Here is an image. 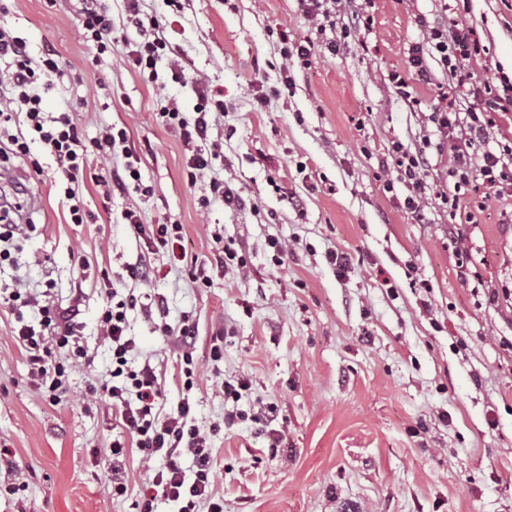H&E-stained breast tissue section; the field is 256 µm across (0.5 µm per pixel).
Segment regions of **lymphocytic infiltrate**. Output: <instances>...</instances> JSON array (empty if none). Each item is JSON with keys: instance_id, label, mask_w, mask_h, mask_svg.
<instances>
[{"instance_id": "lymphocytic-infiltrate-1", "label": "lymphocytic infiltrate", "mask_w": 512, "mask_h": 512, "mask_svg": "<svg viewBox=\"0 0 512 512\" xmlns=\"http://www.w3.org/2000/svg\"><path fill=\"white\" fill-rule=\"evenodd\" d=\"M125 9L143 35L129 58L149 81H157L156 61L168 46L161 23L154 17L141 19L140 0H125ZM428 43L433 56L458 85L471 81L465 56L456 52L462 45L470 48L472 53H479L478 42L470 29L450 32L435 25L429 29ZM0 58L9 61L6 75L0 76V156L7 152L18 157L27 155L29 137H37L64 173L63 189L66 199L71 202L72 223H83L86 213L75 186L86 173L90 159L111 160L117 146L126 144L125 130H106L93 145H84L71 113L49 117L42 108L38 87L59 72L58 60L50 54L42 60H34L25 41L4 29H0ZM499 106V101L486 99L462 114L450 106L430 113L428 120L439 132L449 136L459 129L465 132L456 164L448 171L455 187L469 183L471 170L476 167L471 163L470 151L485 140L489 114ZM223 109L224 104L220 101L210 109L202 105L197 107L190 120L175 108L165 109L162 113L166 123L176 128L184 142L193 147L188 159L190 176L211 169L221 155L220 145L208 142L207 137L213 112ZM391 158L409 190L405 199L407 209L416 219H423V177L431 166L430 159L410 153L399 144L394 145ZM476 168L489 188L512 179V167L491 151L483 153L481 164ZM7 300L13 311L34 310V321L19 320L13 337L27 357L34 385L47 394L50 402H60L70 389V371L89 361L88 351L77 334L78 306L62 307L47 299L42 301L27 289L18 287L9 292ZM136 304V297L130 295L116 302L107 301L102 309L99 325L104 338L111 344L112 368L100 391L111 401L113 411L145 459L163 461V468L154 473L152 488L161 490L168 499L182 502V512H194L197 502L202 500L208 501L209 512H223L222 506L211 500L208 437L195 424L190 403L181 404L176 413L161 414V384L155 367L147 361L136 368L131 365L136 343L127 334V311ZM186 455L193 457L196 466L191 478L181 467V459Z\"/></svg>"}]
</instances>
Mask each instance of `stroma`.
<instances>
[{
  "label": "stroma",
  "mask_w": 512,
  "mask_h": 512,
  "mask_svg": "<svg viewBox=\"0 0 512 512\" xmlns=\"http://www.w3.org/2000/svg\"><path fill=\"white\" fill-rule=\"evenodd\" d=\"M180 3L141 2L169 43L155 85L127 61L139 34L123 0H98L114 26L101 55L81 37L85 0H0V27L23 37L32 58L52 52L62 65L39 89L44 111L72 113L88 142L125 130L144 185L110 192L84 180L86 218L74 224L40 143L0 165L16 173L0 180V201L23 186L21 215L33 227L18 265L0 266V289L21 282L78 304L92 357L52 404L0 302V512H138L154 472L130 448L126 491L113 494L108 446L128 433L89 394L112 364L99 328L112 288L138 299L127 312L132 363L159 371L163 413L193 402L224 512H512V186L487 190L478 174L461 191L449 181L454 142L428 121L448 83L435 58L426 60L431 84L413 82L411 98L391 81L408 76L412 47L440 22L471 28L482 47L470 59L480 84L457 89L455 110L502 93L512 0H372L369 25L348 18L326 31L339 51L306 65L281 55L317 36L299 0ZM204 96L224 103L208 132L224 155L193 181L190 152L161 112L193 118ZM396 143L433 158L424 220L404 209L407 189L387 164ZM214 181L239 190L244 205L225 206ZM443 192L458 197L456 216ZM130 209L145 224L182 225L181 240L161 248L135 237ZM272 238L288 245L279 266ZM222 243L243 268L218 265ZM334 251L350 260L345 274L327 261ZM195 260L209 286L191 280ZM138 261L152 269L148 281L129 278ZM186 323L202 368L189 388L183 352L161 332ZM237 378L247 390L225 396L222 382ZM265 404L275 421H253Z\"/></svg>",
  "instance_id": "35a3bbf8"
}]
</instances>
